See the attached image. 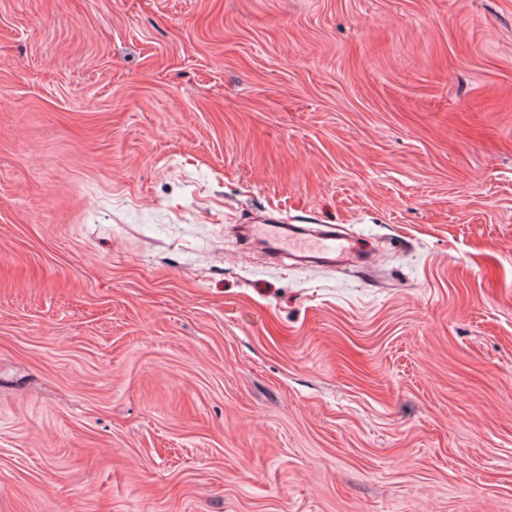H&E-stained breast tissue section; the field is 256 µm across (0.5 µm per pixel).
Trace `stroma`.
Wrapping results in <instances>:
<instances>
[{
    "instance_id": "1",
    "label": "stroma",
    "mask_w": 512,
    "mask_h": 512,
    "mask_svg": "<svg viewBox=\"0 0 512 512\" xmlns=\"http://www.w3.org/2000/svg\"><path fill=\"white\" fill-rule=\"evenodd\" d=\"M0 512H512V0H0ZM244 236L265 249L271 258H288L302 265L348 266L359 256L347 238L336 235L331 226L295 224H244Z\"/></svg>"
}]
</instances>
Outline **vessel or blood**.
<instances>
[{
    "mask_svg": "<svg viewBox=\"0 0 512 512\" xmlns=\"http://www.w3.org/2000/svg\"><path fill=\"white\" fill-rule=\"evenodd\" d=\"M243 234L276 260L285 258L302 265L329 267L348 266L359 260L350 241L329 226L247 224Z\"/></svg>",
    "mask_w": 512,
    "mask_h": 512,
    "instance_id": "1",
    "label": "vessel or blood"
}]
</instances>
